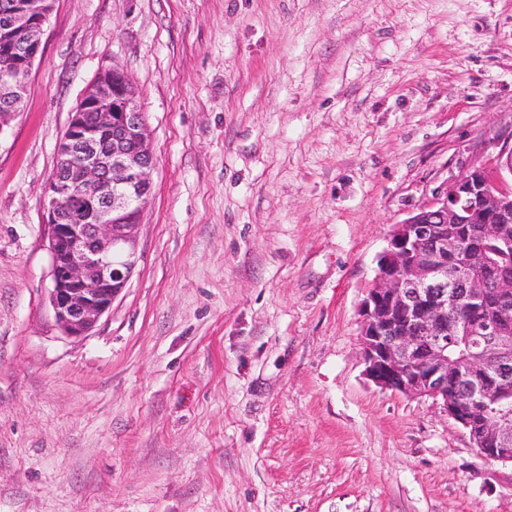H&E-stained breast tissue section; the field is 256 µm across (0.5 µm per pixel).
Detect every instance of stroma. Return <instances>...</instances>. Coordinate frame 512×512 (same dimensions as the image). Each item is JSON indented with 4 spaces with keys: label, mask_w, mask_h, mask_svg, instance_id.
Listing matches in <instances>:
<instances>
[{
    "label": "stroma",
    "mask_w": 512,
    "mask_h": 512,
    "mask_svg": "<svg viewBox=\"0 0 512 512\" xmlns=\"http://www.w3.org/2000/svg\"><path fill=\"white\" fill-rule=\"evenodd\" d=\"M0 129V512H512L429 398L367 379L394 224L512 142V0H55ZM123 69L156 158L126 288L50 303L42 196Z\"/></svg>",
    "instance_id": "obj_1"
}]
</instances>
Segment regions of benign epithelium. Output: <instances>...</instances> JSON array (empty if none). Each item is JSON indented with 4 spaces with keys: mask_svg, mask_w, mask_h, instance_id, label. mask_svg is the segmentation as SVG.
<instances>
[{
    "mask_svg": "<svg viewBox=\"0 0 512 512\" xmlns=\"http://www.w3.org/2000/svg\"><path fill=\"white\" fill-rule=\"evenodd\" d=\"M54 3L0 0L11 18L0 32V129L23 110ZM154 167L129 77L102 71L72 113L42 201L51 304L66 335H88L126 288ZM74 213L81 223H67ZM489 243L512 249V146L393 225L360 304L362 360L375 385L433 399L485 459L512 465V276ZM456 336L471 341L462 361L448 357Z\"/></svg>",
    "mask_w": 512,
    "mask_h": 512,
    "instance_id": "7a95c632",
    "label": "benign epithelium"
}]
</instances>
